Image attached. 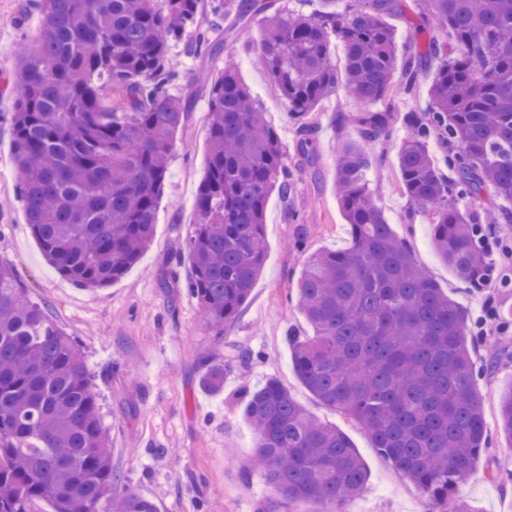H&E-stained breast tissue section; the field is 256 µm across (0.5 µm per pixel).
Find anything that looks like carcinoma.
Here are the masks:
<instances>
[{"label":"carcinoma","instance_id":"obj_1","mask_svg":"<svg viewBox=\"0 0 512 512\" xmlns=\"http://www.w3.org/2000/svg\"><path fill=\"white\" fill-rule=\"evenodd\" d=\"M432 35L399 56L387 18L401 0H349L341 12L283 5L252 45L288 113L303 120L339 87L360 107L335 112V183L351 247L313 256L296 303L313 335L288 331L296 373L343 410L392 468L427 494L431 512H469L460 481L492 445L477 383V323L420 266L374 201L375 143L390 137L394 98L413 95L436 62L428 103L401 115L400 184L411 215L432 224L431 243L472 288L489 282L482 212L512 203V0H417ZM251 0H35L42 41L16 53L13 165L26 223L49 263L75 284L106 288L148 251L174 135L195 94L170 93L176 46L219 53L221 29L250 17ZM342 44L343 67L330 46ZM207 172L187 237V293L222 336L238 319L267 256L269 198L292 200L294 174L266 112L227 60L209 84ZM374 101L385 108L366 110ZM353 127L355 136L347 135ZM315 127L299 126L298 166L314 162ZM444 149L441 171L430 142ZM248 349L210 363L199 384L224 390ZM255 464L304 512H344L367 470L340 429L326 425L275 379L247 392ZM497 434L512 452V390L498 398ZM99 396L77 341L32 302L0 264V512H158L117 490Z\"/></svg>","mask_w":512,"mask_h":512}]
</instances>
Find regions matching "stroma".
Masks as SVG:
<instances>
[{"instance_id": "obj_1", "label": "stroma", "mask_w": 512, "mask_h": 512, "mask_svg": "<svg viewBox=\"0 0 512 512\" xmlns=\"http://www.w3.org/2000/svg\"><path fill=\"white\" fill-rule=\"evenodd\" d=\"M29 0H0V263L13 266L30 300L47 306L57 322L80 344L99 393L101 414L112 435V467L123 486L152 500L158 512H257L275 493L253 460L254 437L244 417L241 390L274 378L322 422L343 430L368 472L363 492L345 512H428L422 491L388 466L364 431L340 409L316 398L298 378L285 331H310L304 316L287 300L305 262L322 251L350 245L335 186L336 130L332 113L356 106L344 92L325 99L310 119L316 125V159L296 171L292 201L271 197L266 209L267 261L240 317L227 335L210 330L199 305L183 284L192 276L189 262H176L196 218L195 198L209 156L208 93L195 75L199 68L217 73L225 56L238 60L241 81L262 101L283 144L288 163H296V126L278 91L251 58L249 47L264 35L260 16L223 38L219 57L200 61L185 56L181 84L197 97L186 126L176 134L170 175L156 212L154 242L141 261L118 282L90 290L60 276L46 262L17 197L11 162V77L19 45L42 37ZM397 41L410 51L423 50L429 34L416 0H402V12L390 17ZM405 130L395 124L389 140L379 142L369 177L377 187L376 204L394 232L409 241L415 257L450 299L469 317L483 303L508 322L512 337V288L466 289L441 262L430 244L426 217L407 221V200L399 187L397 152ZM311 227L304 249L292 245L289 210ZM249 348L256 358L237 367L224 392L203 391L199 374L205 364L226 361L232 350ZM512 456L481 459L459 484L457 494L473 512H512V485L490 477Z\"/></svg>"}]
</instances>
